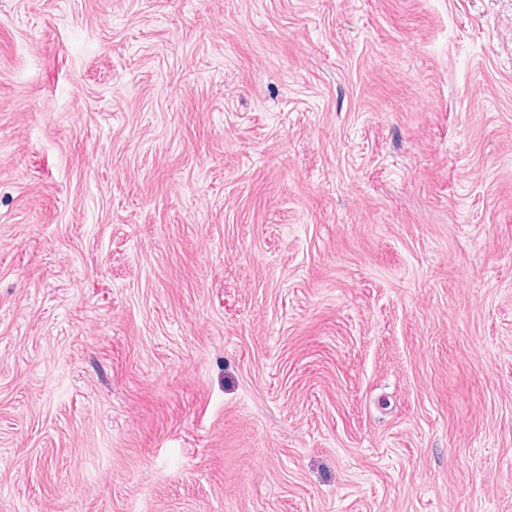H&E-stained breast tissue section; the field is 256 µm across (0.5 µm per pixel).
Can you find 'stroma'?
<instances>
[{"label": "stroma", "instance_id": "1", "mask_svg": "<svg viewBox=\"0 0 512 512\" xmlns=\"http://www.w3.org/2000/svg\"><path fill=\"white\" fill-rule=\"evenodd\" d=\"M0 512H512V0H0Z\"/></svg>", "mask_w": 512, "mask_h": 512}]
</instances>
